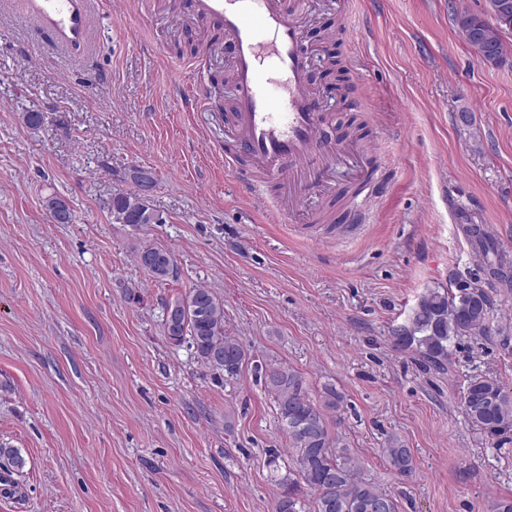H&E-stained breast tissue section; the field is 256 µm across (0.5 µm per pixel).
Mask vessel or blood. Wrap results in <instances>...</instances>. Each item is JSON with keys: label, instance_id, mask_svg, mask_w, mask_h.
<instances>
[{"label": "vessel or blood", "instance_id": "obj_1", "mask_svg": "<svg viewBox=\"0 0 512 512\" xmlns=\"http://www.w3.org/2000/svg\"><path fill=\"white\" fill-rule=\"evenodd\" d=\"M38 34L65 48L87 46L94 0H23ZM196 15L220 23L235 49L233 62L236 146L224 165L243 186L266 200L264 182L288 188V212H301V187L322 160H342L350 144L325 142L330 121L309 81L299 15L307 0H190Z\"/></svg>", "mask_w": 512, "mask_h": 512}]
</instances>
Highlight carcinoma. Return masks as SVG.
Wrapping results in <instances>:
<instances>
[{"label":"carcinoma","instance_id":"carcinoma-1","mask_svg":"<svg viewBox=\"0 0 512 512\" xmlns=\"http://www.w3.org/2000/svg\"><path fill=\"white\" fill-rule=\"evenodd\" d=\"M472 24L496 39L498 49H506L484 14H470ZM139 207V192L118 191L106 202L112 220ZM150 256L153 264L144 270L157 281L174 273L170 253L151 245L137 249L136 258ZM492 303L485 292L450 293L432 289L424 294L412 312L403 332L393 338L399 345L416 346L431 362L448 361L451 342L461 336H480L488 332ZM165 336L174 344L189 342L197 358L208 367L236 377L248 354L243 344L226 333L224 300L209 288L193 287L165 304ZM265 387L273 397L278 422L293 450L295 477H286V489L277 500L275 512H397L393 498L376 485L358 477L356 457L351 449L330 438L325 411H337L341 396L327 385L319 399L310 396L305 379L282 363L265 365ZM464 411L473 425L490 436L512 432V396L502 392L492 379L475 376L469 380L463 400ZM388 462L400 476L413 471L411 450L400 442L387 449ZM0 459L15 471L26 466L20 449L0 445ZM300 479L314 494L312 501L299 496Z\"/></svg>","mask_w":512,"mask_h":512}]
</instances>
